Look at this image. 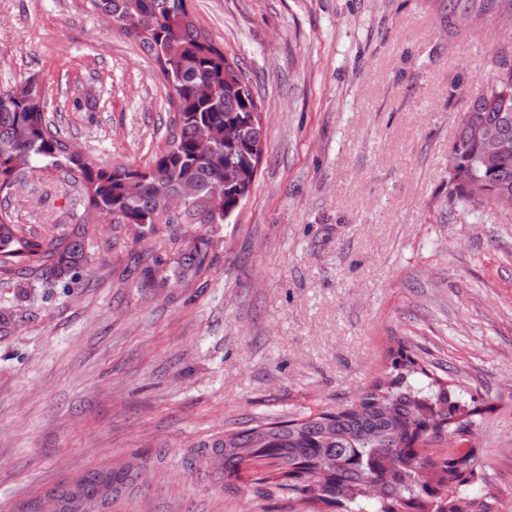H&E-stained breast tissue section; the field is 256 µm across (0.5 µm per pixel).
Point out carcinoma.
<instances>
[{"label": "carcinoma", "instance_id": "cac0c4a2", "mask_svg": "<svg viewBox=\"0 0 512 512\" xmlns=\"http://www.w3.org/2000/svg\"><path fill=\"white\" fill-rule=\"evenodd\" d=\"M115 30L134 39L159 63L172 88L166 146L145 169L112 168L70 149L44 112L41 87L29 77L0 89V190L45 167L60 168L79 185L84 214L63 233L26 232L0 212V276L31 275L63 289L78 284L88 259L89 219L111 218L140 241L154 225L180 221L184 249L174 276L199 275L213 240L190 233L195 224H223L246 200L262 156L264 133L252 82L233 58L197 29L187 0H89ZM449 16L481 19L484 0H449ZM512 48L497 51L490 85L460 118L448 154V207L478 201L471 185L488 191L484 201L512 209V152L486 159L476 127H496L512 140V70L500 69ZM140 183L136 194L129 181ZM197 193L179 213L167 199L185 182ZM224 185L215 202L212 189ZM472 410L458 387L434 377L426 366L398 351L390 370L376 377L353 402L300 418L271 417L262 424L224 432L198 445L197 455L224 466V488L252 475L259 498L276 512H495V499L468 490L477 464L472 451L457 447L451 458L433 453L434 484L422 481L424 451L440 443L448 423L468 431ZM140 453L109 468L92 469L53 488L58 512H96L127 492L140 467Z\"/></svg>", "mask_w": 512, "mask_h": 512}]
</instances>
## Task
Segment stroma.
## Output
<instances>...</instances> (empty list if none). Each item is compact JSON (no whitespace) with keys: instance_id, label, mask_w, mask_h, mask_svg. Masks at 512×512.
Masks as SVG:
<instances>
[{"instance_id":"obj_1","label":"stroma","mask_w":512,"mask_h":512,"mask_svg":"<svg viewBox=\"0 0 512 512\" xmlns=\"http://www.w3.org/2000/svg\"><path fill=\"white\" fill-rule=\"evenodd\" d=\"M250 76L263 114L253 189L190 281L172 225L103 223L71 290L0 279V512L131 453L153 463L107 512H268L196 447L275 416L349 404L393 338L463 387L470 490L512 512V211L448 206V150L491 82L496 17L448 0H188ZM35 77L62 136L101 166L150 164L170 88L88 0H0V89ZM35 232L73 224L80 190L45 168L0 193ZM448 14L456 19L458 15H465L480 20L490 9L484 0H448Z\"/></svg>"}]
</instances>
